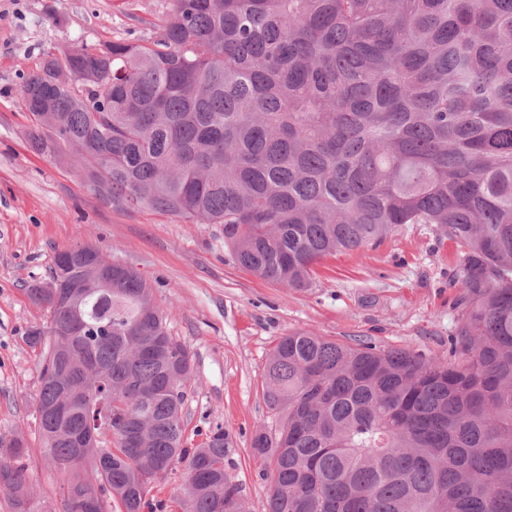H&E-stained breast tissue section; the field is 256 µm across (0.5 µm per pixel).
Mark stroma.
Masks as SVG:
<instances>
[{
	"instance_id": "stroma-1",
	"label": "stroma",
	"mask_w": 512,
	"mask_h": 512,
	"mask_svg": "<svg viewBox=\"0 0 512 512\" xmlns=\"http://www.w3.org/2000/svg\"><path fill=\"white\" fill-rule=\"evenodd\" d=\"M168 4L0 0V436L24 432L28 480L52 512H64L66 477L40 455V356L24 336L49 319L27 289L48 279L62 249L91 244L152 286L168 333L192 356L184 444L199 447L218 427L228 432L224 466L246 512H267L269 465L253 455L251 442L259 427L274 424L262 380L281 336L304 330L444 360L458 316L456 250L434 225L403 224L378 245L327 256L312 286L298 291L239 267L224 247L223 225L112 209L83 186L73 164L29 149L31 115L18 95L24 74L45 53L80 42L150 41Z\"/></svg>"
}]
</instances>
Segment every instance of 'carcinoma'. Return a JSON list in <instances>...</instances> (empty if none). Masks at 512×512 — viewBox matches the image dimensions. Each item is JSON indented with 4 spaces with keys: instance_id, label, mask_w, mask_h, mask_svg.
I'll return each instance as SVG.
<instances>
[{
    "instance_id": "obj_1",
    "label": "carcinoma",
    "mask_w": 512,
    "mask_h": 512,
    "mask_svg": "<svg viewBox=\"0 0 512 512\" xmlns=\"http://www.w3.org/2000/svg\"><path fill=\"white\" fill-rule=\"evenodd\" d=\"M147 43L77 44L80 75L44 57L19 90L49 92L25 138L74 151L115 210L224 225L257 277L304 290L325 257L433 224L456 246L448 361L310 331L268 354L276 418L268 512H512V0H170ZM29 299L40 349L41 454L70 512H168L156 479L184 465L180 512H243L228 433L183 447L187 348L134 269ZM27 448L0 439L11 512H49Z\"/></svg>"
}]
</instances>
